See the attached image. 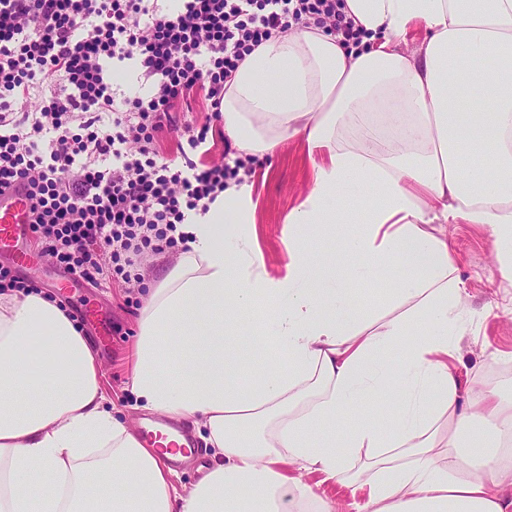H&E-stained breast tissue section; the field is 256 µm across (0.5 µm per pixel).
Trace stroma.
<instances>
[{"mask_svg": "<svg viewBox=\"0 0 512 512\" xmlns=\"http://www.w3.org/2000/svg\"><path fill=\"white\" fill-rule=\"evenodd\" d=\"M311 179L312 164L306 145L299 138L286 142L273 155L261 158L254 174L244 179L252 189L257 242L271 275L281 276L287 271L288 215L302 202ZM447 231L470 311L467 330L457 342L462 386L476 396L483 386L496 384L512 396V280L501 276L492 239L484 227L451 224ZM180 254L177 248L160 255L145 252L140 279L130 282L116 279L101 286L87 283L68 295H61L68 311H75L90 301L108 317L112 330V345L108 350H99L98 334L93 326H84L83 335L88 345L97 350L107 407L115 417L137 430L155 421L154 415L138 407L128 387L145 281L162 265L175 264ZM188 430L197 452L191 460L174 466L170 483L177 495L186 493L198 481L201 466L210 464L213 456L212 449L200 438L199 426L189 425Z\"/></svg>", "mask_w": 512, "mask_h": 512, "instance_id": "1", "label": "stroma"}]
</instances>
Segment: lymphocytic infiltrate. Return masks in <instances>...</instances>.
Segmentation results:
<instances>
[{
	"label": "lymphocytic infiltrate",
	"mask_w": 512,
	"mask_h": 512,
	"mask_svg": "<svg viewBox=\"0 0 512 512\" xmlns=\"http://www.w3.org/2000/svg\"><path fill=\"white\" fill-rule=\"evenodd\" d=\"M360 35L343 0H0V190L25 185L33 242L68 274L139 279L145 251L207 208L244 163L199 168L161 156L182 101L202 94L221 120L224 85L245 56L309 23ZM133 61L147 96L114 106L109 67Z\"/></svg>",
	"instance_id": "obj_1"
}]
</instances>
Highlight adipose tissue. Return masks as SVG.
I'll return each instance as SVG.
<instances>
[{
	"instance_id": "ef3b65f1",
	"label": "adipose tissue",
	"mask_w": 512,
	"mask_h": 512,
	"mask_svg": "<svg viewBox=\"0 0 512 512\" xmlns=\"http://www.w3.org/2000/svg\"><path fill=\"white\" fill-rule=\"evenodd\" d=\"M345 4L359 44L295 28L247 55L224 89V133L241 154L306 143L313 178L288 215L286 274L266 270L243 184L178 225L187 251L148 283L131 392L142 409L203 425L209 471L172 494L165 459L106 408L67 311L6 291L0 512H334L312 474L362 492L357 512H512L500 460L512 398L488 385L461 401L468 310L444 232L484 226L512 279V0ZM417 26L425 39L403 51ZM228 224L240 227L230 240ZM355 280L387 311L361 305ZM268 348L284 363L269 365ZM382 395L390 414L367 413ZM476 420L484 432L462 437ZM357 448L385 451L365 478L347 475Z\"/></svg>"
}]
</instances>
